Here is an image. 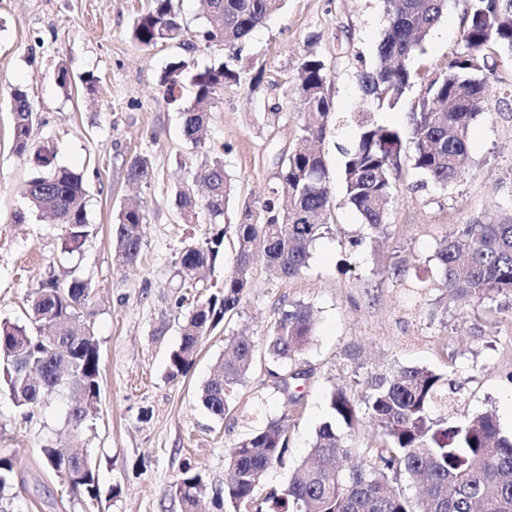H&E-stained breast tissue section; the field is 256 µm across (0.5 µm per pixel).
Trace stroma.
<instances>
[{
  "instance_id": "35a3bbf8",
  "label": "stroma",
  "mask_w": 512,
  "mask_h": 512,
  "mask_svg": "<svg viewBox=\"0 0 512 512\" xmlns=\"http://www.w3.org/2000/svg\"><path fill=\"white\" fill-rule=\"evenodd\" d=\"M149 0H0V319L24 321L26 297L46 278L69 273L89 280L91 294L79 313L100 347V411L92 426L68 420L71 393L47 396L24 409L0 385V455L12 458L14 489L8 512H182L173 483L185 463L205 477L198 512H218L226 454L250 427L289 414L288 450L262 477L256 493L282 489L304 460L318 428L332 418L330 390L356 388L380 369L423 367L463 381L467 399L450 419L490 412L512 434V301L445 304L434 286V254L457 225L499 219L512 212V60L502 59L487 85L490 111L473 125L466 179L440 188L405 172L387 234L375 248H351L361 219L345 202L342 146L352 142L353 119L363 105L360 74L377 59L387 25L383 0H285L257 28L239 53L247 76L262 74L259 89L248 82L225 85L199 143L183 135V114L166 103L159 85L170 61L181 58L196 73L224 58L220 47L189 50L176 43L143 50L130 26ZM466 0H450L413 61L441 71L463 33ZM313 48L330 71L327 93L333 115L322 144L330 177L332 209L327 232L301 275L281 279L263 262L238 314L206 336L189 372L168 376L170 352L190 310L207 299L234 264L225 240L212 268L190 280L178 261L187 245L211 232L187 224L175 202L178 186L192 182L212 153L223 151L235 179L227 205L237 223L243 203L260 204L276 187L277 155L297 144L302 116L295 91L300 59ZM66 66L71 89L54 73ZM22 85L35 114L32 137L49 144L58 165L81 173L87 185V218L96 232L82 250L60 254L61 225L28 214L25 192L32 163L12 148L10 90ZM279 113L270 122V113ZM148 155L149 185L136 188L127 166ZM137 199L145 210L136 267L120 266L113 226L120 208ZM406 277L395 276L393 263ZM427 285L412 291L411 281ZM311 306L315 331L305 354L311 374L293 391L299 402L286 411L284 396L267 375L266 353L278 312L289 303ZM246 334L255 362L238 387L230 413L219 420L199 403L201 386L224 354L225 338ZM81 448L95 460L97 496L88 499L42 466L46 443Z\"/></svg>"
}]
</instances>
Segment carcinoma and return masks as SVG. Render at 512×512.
Wrapping results in <instances>:
<instances>
[{
    "mask_svg": "<svg viewBox=\"0 0 512 512\" xmlns=\"http://www.w3.org/2000/svg\"><path fill=\"white\" fill-rule=\"evenodd\" d=\"M284 0H202L206 24L197 34L205 46H222L225 60L191 76L195 96L182 106L183 132L194 142L216 107V96L227 84H238L245 73L238 68L239 48L254 29L283 6ZM461 46L434 77L412 68L431 29L447 12L448 0H385L389 25L378 45L377 64L360 75L362 89L379 108L395 106L424 79L408 112L407 131L379 123L374 113L354 115L357 138L341 148L346 200L361 218L359 234L350 245L360 247L385 235L394 201L395 181L404 164L436 185L446 188L468 174L469 134L474 121L487 110L488 60L512 54V0H467ZM131 41L141 49L171 42L187 43L174 0H150L149 8L131 25ZM188 63L176 59L161 75L163 97L181 101ZM330 74L312 50L302 58L297 94L305 112L300 140L277 156L278 187L258 206L245 203L238 224L224 223L231 193L224 158L216 153L195 173L206 185L199 198L188 186L177 192L180 214L190 224L203 217L223 228L182 249L179 263L192 275L210 265L233 229L237 259L224 273L223 288L194 307L181 326V341L169 355V377L185 375L195 361L203 338L225 318L239 312L251 287L257 259L279 277L290 279L309 266L310 249L322 237L332 206L324 156L315 145L323 142L333 103L326 93ZM13 146L19 156L34 161L27 198L32 212H50L62 224L61 253L80 250L94 234L86 216L87 190L83 175L55 163L54 152L31 139L34 113L26 89L10 90ZM412 152L401 158L403 136ZM148 156H134L127 179L142 184L151 178ZM288 191L293 204L282 207L275 195ZM146 215L136 204L126 205L115 223L116 252L127 267L136 266ZM444 298L450 303L481 304L512 298V214L496 224H461L436 251ZM90 294L89 282L74 276L67 283H42L29 296L26 322L0 321V375L17 406L32 408L60 387L80 386L88 398L100 397L99 343L77 308ZM314 335L311 307L298 303L280 310L270 336L268 354L274 363L269 375L275 389L289 403L298 398L291 389L311 370L301 367L302 356ZM254 363V345L245 336L225 339L224 358L200 389L208 412L224 419L236 389ZM463 398L456 378L419 367L374 372L361 383L360 398L340 387L330 392L334 421L323 423L309 448L308 458L292 473L288 485L262 499L256 496L260 477L282 460L288 448L290 414L256 426L228 451V475L217 508L233 512H416V503L398 486L400 478L422 488L424 512H512V435L502 433L495 417L475 414L448 419V410ZM369 417L384 438L375 448L344 443L336 423L353 431ZM97 414L80 404L69 408L68 420L81 425ZM48 468L69 470V488L96 498V466L91 458L64 456L47 444L42 448ZM14 464L0 456V500L14 482ZM185 512H194L205 489L202 473L185 466L173 484Z\"/></svg>",
    "mask_w": 512,
    "mask_h": 512,
    "instance_id": "1",
    "label": "carcinoma"
}]
</instances>
